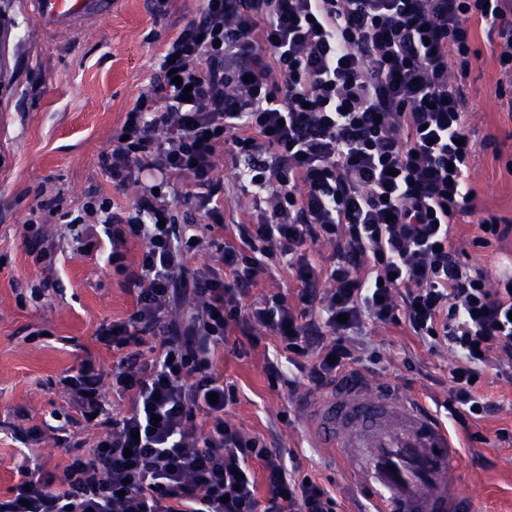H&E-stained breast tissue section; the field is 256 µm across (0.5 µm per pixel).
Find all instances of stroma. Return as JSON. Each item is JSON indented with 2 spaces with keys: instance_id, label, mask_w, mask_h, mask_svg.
<instances>
[{
  "instance_id": "1",
  "label": "stroma",
  "mask_w": 512,
  "mask_h": 512,
  "mask_svg": "<svg viewBox=\"0 0 512 512\" xmlns=\"http://www.w3.org/2000/svg\"><path fill=\"white\" fill-rule=\"evenodd\" d=\"M12 0L16 22L0 54V496L17 482L11 425H39L64 411L60 378L82 360L111 370L115 354L96 341L101 322L128 316L134 294L125 275L98 253H76L58 217H50L51 260L36 261L22 238L32 208L61 195L70 206L98 192L128 207L138 188L116 190L98 165L112 131L137 97L149 88L153 66L165 44L194 15L197 0H167L163 12L152 0H116L109 18L73 33H46L27 8ZM481 57L466 83L467 129L480 143L469 186L474 210L456 218L471 236L473 226L493 214L512 222V113L497 99L498 46L483 26L475 28ZM224 180V222L232 225L251 209V192L234 178L229 155H220ZM229 333L214 359L215 376L236 388L237 401L225 420L249 436L298 459L300 471L317 476L337 500L338 512H366L369 502L350 482L346 464L332 449L313 447L302 406L317 390L305 373L284 365L286 380L271 387L267 365L277 355L274 341L262 340L248 354L235 351ZM357 366L377 380H394L431 407L448 400L450 370L457 356L447 348L428 349L404 325L366 323L357 338ZM477 394L495 402V414L458 430L460 471L474 512H512V368L488 370Z\"/></svg>"
}]
</instances>
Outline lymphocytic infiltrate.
<instances>
[{"mask_svg": "<svg viewBox=\"0 0 512 512\" xmlns=\"http://www.w3.org/2000/svg\"><path fill=\"white\" fill-rule=\"evenodd\" d=\"M476 20L498 39L497 97L512 112V0H200L98 158L115 189L138 186L129 210L99 193L73 210L37 205L58 213L78 251L107 238L136 305L96 330L120 354L111 372L86 360L61 380L69 413L48 431L70 458L61 476L18 468L0 512H336L321 482L225 422L236 388L211 359L232 331L298 352L321 386L355 362L347 333L403 321L457 354L448 412L460 426L495 412L474 381L512 364V276L489 287L462 257L512 225L488 215L467 239L454 223L474 200L465 81ZM224 151L263 196L234 243L216 234ZM178 202L201 223L180 224ZM321 241L336 246L326 265L307 255ZM202 252L210 263L191 267ZM276 271L298 282L295 298L250 300ZM180 282L194 304L177 323ZM113 393L126 411L111 409ZM87 421L105 431L89 447L69 430Z\"/></svg>", "mask_w": 512, "mask_h": 512, "instance_id": "lymphocytic-infiltrate-1", "label": "lymphocytic infiltrate"}]
</instances>
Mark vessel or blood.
Returning <instances> with one entry per match:
<instances>
[{
  "mask_svg": "<svg viewBox=\"0 0 512 512\" xmlns=\"http://www.w3.org/2000/svg\"><path fill=\"white\" fill-rule=\"evenodd\" d=\"M113 0H32L42 29L81 31L109 17ZM317 447L335 449L372 512H471L458 479L454 435L419 398L365 373L341 375L304 408Z\"/></svg>",
  "mask_w": 512,
  "mask_h": 512,
  "instance_id": "1",
  "label": "vessel or blood"
}]
</instances>
